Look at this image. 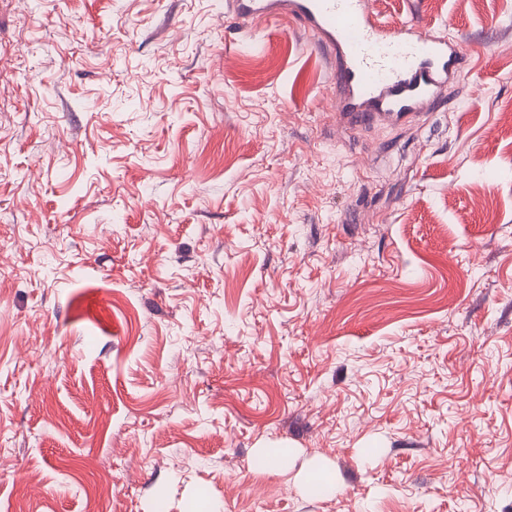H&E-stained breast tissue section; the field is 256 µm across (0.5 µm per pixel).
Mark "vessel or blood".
I'll return each instance as SVG.
<instances>
[{
  "mask_svg": "<svg viewBox=\"0 0 512 512\" xmlns=\"http://www.w3.org/2000/svg\"><path fill=\"white\" fill-rule=\"evenodd\" d=\"M288 11L336 62V117L369 124L410 114L457 76L458 41L412 24L385 28L371 0H224V12L252 25Z\"/></svg>",
  "mask_w": 512,
  "mask_h": 512,
  "instance_id": "vessel-or-blood-1",
  "label": "vessel or blood"
}]
</instances>
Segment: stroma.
<instances>
[{
    "label": "stroma",
    "mask_w": 512,
    "mask_h": 512,
    "mask_svg": "<svg viewBox=\"0 0 512 512\" xmlns=\"http://www.w3.org/2000/svg\"><path fill=\"white\" fill-rule=\"evenodd\" d=\"M373 8L459 74L347 126L289 15L0 0V512H512V0Z\"/></svg>",
    "instance_id": "stroma-1"
}]
</instances>
